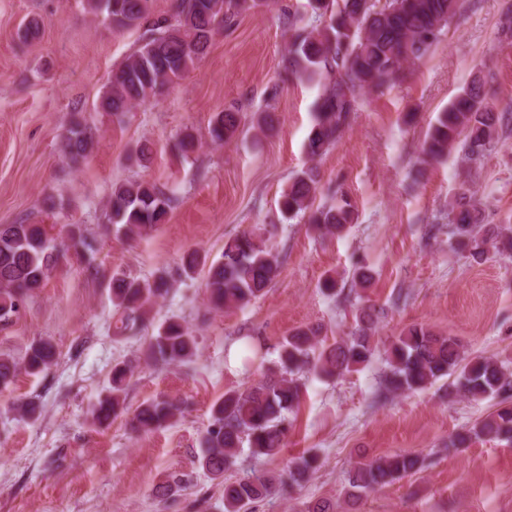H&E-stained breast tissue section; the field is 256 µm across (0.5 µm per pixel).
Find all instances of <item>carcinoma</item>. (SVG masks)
Segmentation results:
<instances>
[{"label":"carcinoma","mask_w":512,"mask_h":512,"mask_svg":"<svg viewBox=\"0 0 512 512\" xmlns=\"http://www.w3.org/2000/svg\"><path fill=\"white\" fill-rule=\"evenodd\" d=\"M316 21L299 26L288 21V70L300 81L317 84L312 125L305 144L310 159L324 155L348 127L365 92L381 91L403 75L404 64L429 54L445 34L448 24L462 7V0H312ZM268 5V0H176L169 18L151 17L150 0H89L90 9L102 22L117 29L144 28L134 52L112 71L98 100V109L118 118L156 98L190 72L208 51L224 23L239 14ZM486 76L475 72L466 87L438 113L423 149L422 163L448 159L455 152L468 163L481 161L499 139L512 115L499 111L485 92ZM238 113L215 115L209 135L222 145L238 132ZM93 135L90 127L75 119L64 129L61 151L72 164L83 162ZM318 172L307 167L298 172L281 195L280 207L288 219L308 217L326 234H340L354 223L355 212L345 196L327 208H314ZM174 198L156 183L134 180L112 189L106 217L128 237L142 236L165 223ZM451 224L449 243L454 251L468 253L474 261L489 249L512 252V228L485 223L476 192L463 183L448 202ZM68 244L60 249L42 224H0V323L17 316L26 298L43 288L49 274L70 251L90 261L94 241L80 225H67ZM181 267L190 275L205 272L208 304L216 310L242 309L262 296L280 271L279 255L270 239L245 232L224 243L217 260L192 250L181 257ZM374 271L359 266L352 274L351 288L369 287ZM112 301L123 310L119 331L143 321L150 307L169 293L166 272L154 279L125 274L112 276ZM381 310L375 305L360 309L353 330L327 343L321 327L299 328L275 348L277 360L263 378L243 390L224 393L210 409L201 441L199 464L214 480H224V512H250L251 505L270 495L274 482L283 492L308 481L315 458L302 455L288 466L285 476L260 470L241 472L233 481L224 473L237 466L243 449L256 459L272 458L288 434L289 415L299 406L301 375L319 373L340 377L359 370L375 355L374 340ZM197 338L176 318L164 321L146 340L142 356L154 366H171L191 360ZM57 359L48 340L30 344L23 362L0 356V389L13 382L19 370L37 375ZM388 372L378 397L415 393L439 380H452L448 398L465 396L491 399L492 409L459 433L451 446L462 452L474 439L491 437L512 440V369L494 357L466 355L460 341L431 328L413 324L403 329L385 349ZM133 373L129 364L112 369L111 388L101 398L95 421L103 426L126 411L121 393ZM176 400L157 396L141 404L132 418L137 432L151 433L172 424L182 414ZM425 458L400 452L357 462L350 476L351 487L366 493L392 485L408 474L423 471ZM176 473L156 489L164 499L182 487Z\"/></svg>","instance_id":"cac0c4a2"}]
</instances>
